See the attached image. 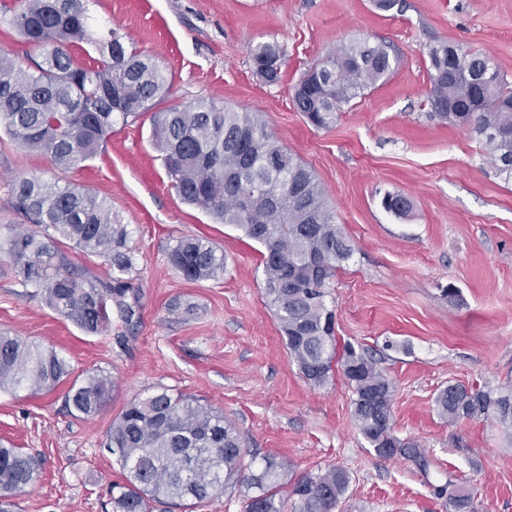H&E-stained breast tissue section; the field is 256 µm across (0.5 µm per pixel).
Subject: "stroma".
Instances as JSON below:
<instances>
[{"label":"stroma","mask_w":512,"mask_h":512,"mask_svg":"<svg viewBox=\"0 0 512 512\" xmlns=\"http://www.w3.org/2000/svg\"><path fill=\"white\" fill-rule=\"evenodd\" d=\"M101 17L163 67L170 100L211 99L259 116L303 160L354 251L328 301L335 335L369 350L391 382L393 428L417 441L429 475L380 457L353 417L341 371L310 385L289 358L264 293L261 246L234 225L184 202L152 139V116L115 126L92 159L69 169L0 132V330L56 350L67 381L48 394L0 393V444L39 463L26 492L0 512H112L123 473L105 435L135 395L166 387L223 410L249 455H276L294 475L339 468L350 477L338 512H448L429 480L469 488L477 512H512V429L495 419L448 422L435 406L451 384L512 387V178L479 139L430 115L429 46L487 56L512 82V0H89ZM369 39L391 47L393 74L358 95L326 129L297 112L293 91L311 66ZM275 41L286 57L277 83L255 72L250 48ZM18 174L76 184L104 198L127 224L139 288L132 324L112 316L88 333L23 288L1 248L28 230L9 184ZM390 194L412 207L385 210ZM207 238L224 273L190 282L167 260L181 236ZM190 313L171 312L174 303ZM107 374V407L70 410L73 381Z\"/></svg>","instance_id":"stroma-1"}]
</instances>
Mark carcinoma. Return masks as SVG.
<instances>
[{"mask_svg": "<svg viewBox=\"0 0 512 512\" xmlns=\"http://www.w3.org/2000/svg\"><path fill=\"white\" fill-rule=\"evenodd\" d=\"M87 2L15 0L3 6L0 24L45 56L29 71L0 54V128L68 169L94 157L116 124L154 111L153 138L176 192L264 248L265 293L288 356L305 380L320 387L333 365H340L353 388L354 419L369 446L429 475L425 450L394 433L392 385L373 356L350 343L337 353L328 288L353 248L310 168L278 146L255 114L213 100L163 106L170 87L165 73L91 15ZM82 43L97 53L89 66L71 53ZM251 55L256 74L277 83L283 48L263 42ZM427 56V102L434 116L482 139L499 172L511 176L512 83L487 57L460 45L439 43ZM395 64L385 43L354 42L304 73L294 88V106L313 126L325 128L359 92L387 79ZM10 194L14 209L37 227L9 241L7 255L21 282L88 333L108 329L114 308L131 323L135 310L126 298L138 279L136 258L127 225L112 206L84 188L26 175L13 178ZM61 238L101 259L108 278L79 271L60 248ZM167 258L189 281L224 273V253L199 236L177 238ZM68 375L67 362L55 351L0 332V392L50 393ZM112 391L110 377L89 374L71 386L68 406L94 417ZM435 404L450 422L492 417L512 428L511 388L454 384L438 393ZM105 448L123 471V482L112 484V512H152V503L163 499L183 507L237 488L244 512H335L349 485L341 469L295 476L288 461L275 455L258 464L245 461L239 433L222 410L166 388L131 398L112 422ZM38 476L31 456L0 446L1 498L25 491ZM428 485L448 512H476L472 495L451 481Z\"/></svg>", "mask_w": 512, "mask_h": 512, "instance_id": "obj_1", "label": "carcinoma"}]
</instances>
